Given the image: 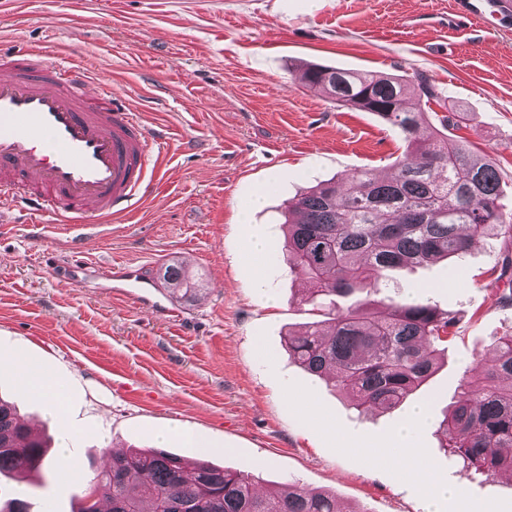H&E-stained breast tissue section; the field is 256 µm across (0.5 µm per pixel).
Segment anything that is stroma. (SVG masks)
<instances>
[{"label": "stroma", "mask_w": 512, "mask_h": 512, "mask_svg": "<svg viewBox=\"0 0 512 512\" xmlns=\"http://www.w3.org/2000/svg\"><path fill=\"white\" fill-rule=\"evenodd\" d=\"M453 0H0V54L39 48L46 65L81 61L126 106L173 140L154 188L131 214L68 234L44 224L0 223V397L51 440L66 429L74 473L0 481L32 512H76L113 448H154L195 460L181 431L206 434L207 461L296 481L367 512H424L426 492L396 460L395 431L411 409L432 423L415 443L448 493L435 512H512V481L479 476L448 457L436 428L461 374L493 337L512 330L490 284L501 243L476 237L454 262L400 267L379 291L353 294L384 311L418 297L459 311L460 332L438 371L390 413L359 412L332 382L288 353L289 328L318 320L301 301L284 248L285 207L307 188L370 169L391 172L403 145L368 112L339 108L300 78L309 63L419 73L442 87L466 143L503 173L512 210V29H448ZM265 251L252 253L255 234ZM185 263L204 284L197 299L149 315L108 287L115 264L158 277ZM82 264L81 282L68 268ZM273 303H265L264 294ZM25 358L63 386L62 415L24 392L10 366ZM329 429H322V422ZM375 452H354L357 444Z\"/></svg>", "instance_id": "stroma-1"}]
</instances>
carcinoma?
Returning a JSON list of instances; mask_svg holds the SVG:
<instances>
[{"instance_id": "cac0c4a2", "label": "carcinoma", "mask_w": 512, "mask_h": 512, "mask_svg": "<svg viewBox=\"0 0 512 512\" xmlns=\"http://www.w3.org/2000/svg\"><path fill=\"white\" fill-rule=\"evenodd\" d=\"M306 84L338 107L371 112L404 143L386 178L369 169L347 181L310 188L288 205V264L306 284L304 303L327 317L288 333V352L311 375L328 376L356 408L392 411L438 365L461 322L459 314L420 300H392L377 315L369 303L340 300L371 292L387 271L461 256L477 236L502 239L493 283L512 279V213L501 202L502 173L472 153L446 115L405 107L415 95L442 105L445 91L428 77L308 66ZM161 278L177 299L201 291L187 271L164 267ZM481 375L463 377L459 397L440 429L442 448L479 474L512 475V333L496 337L477 362ZM50 464L47 447L31 436L15 407L0 399V476L21 480ZM78 512H342L326 491L288 485L258 487L248 475L189 462L149 448L112 454L93 477Z\"/></svg>"}]
</instances>
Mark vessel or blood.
<instances>
[{
    "label": "vessel or blood",
    "instance_id": "1",
    "mask_svg": "<svg viewBox=\"0 0 512 512\" xmlns=\"http://www.w3.org/2000/svg\"><path fill=\"white\" fill-rule=\"evenodd\" d=\"M451 22L511 26L512 0H455ZM166 139L80 65L42 66L35 49L0 59V209H21L24 223L55 213L72 229L85 217L126 216L148 196ZM108 278L143 307L167 312V296L139 267Z\"/></svg>",
    "mask_w": 512,
    "mask_h": 512
}]
</instances>
